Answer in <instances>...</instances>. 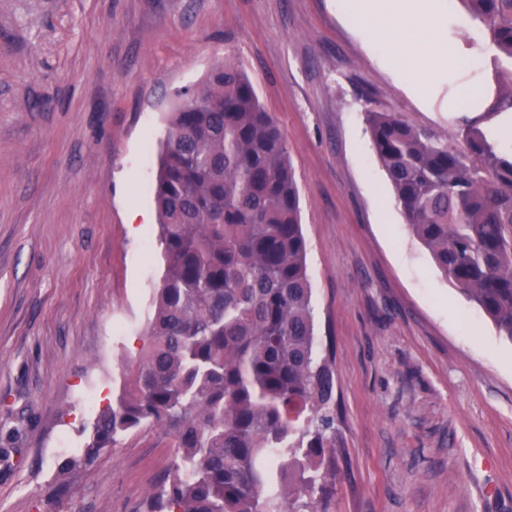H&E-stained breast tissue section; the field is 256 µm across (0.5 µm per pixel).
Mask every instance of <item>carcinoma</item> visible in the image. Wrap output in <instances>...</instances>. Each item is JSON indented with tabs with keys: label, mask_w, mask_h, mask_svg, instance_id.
<instances>
[{
	"label": "carcinoma",
	"mask_w": 512,
	"mask_h": 512,
	"mask_svg": "<svg viewBox=\"0 0 512 512\" xmlns=\"http://www.w3.org/2000/svg\"><path fill=\"white\" fill-rule=\"evenodd\" d=\"M462 3L494 68L481 115L454 144L396 112L366 121L413 235L512 341V142L489 130L512 113V0ZM178 97L154 186L167 265L146 352L67 465L156 425L176 453L143 512H316L334 476L335 380L317 350L288 144L230 61Z\"/></svg>",
	"instance_id": "obj_1"
}]
</instances>
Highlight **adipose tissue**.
Returning a JSON list of instances; mask_svg holds the SVG:
<instances>
[{
	"label": "adipose tissue",
	"instance_id": "adipose-tissue-1",
	"mask_svg": "<svg viewBox=\"0 0 512 512\" xmlns=\"http://www.w3.org/2000/svg\"><path fill=\"white\" fill-rule=\"evenodd\" d=\"M431 0H338L344 15L357 24L387 31L389 51L400 54L409 44L440 57L449 54Z\"/></svg>",
	"mask_w": 512,
	"mask_h": 512
}]
</instances>
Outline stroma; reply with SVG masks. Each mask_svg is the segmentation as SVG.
Returning a JSON list of instances; mask_svg holds the SVG:
<instances>
[{
  "label": "stroma",
  "instance_id": "stroma-1",
  "mask_svg": "<svg viewBox=\"0 0 512 512\" xmlns=\"http://www.w3.org/2000/svg\"><path fill=\"white\" fill-rule=\"evenodd\" d=\"M434 3L452 54L411 89L336 0H0V512H139L169 465L156 426L65 467L146 342L167 118L228 57L300 188L342 437L319 512H512V342L412 235L366 123L388 109L451 138L459 86L493 84L480 28Z\"/></svg>",
  "mask_w": 512,
  "mask_h": 512
}]
</instances>
